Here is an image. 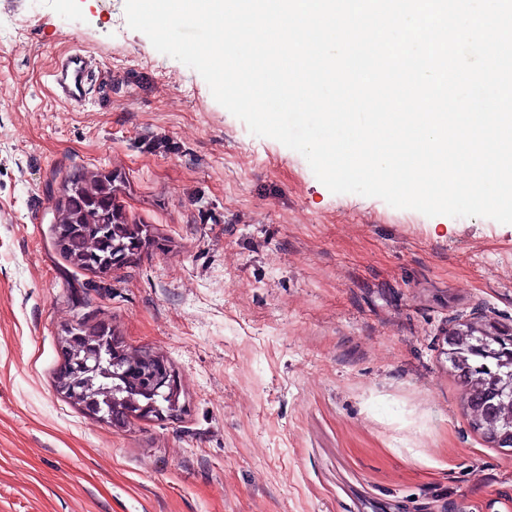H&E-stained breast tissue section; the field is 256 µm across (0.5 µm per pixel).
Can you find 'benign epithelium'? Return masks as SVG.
<instances>
[{"label":"benign epithelium","instance_id":"1","mask_svg":"<svg viewBox=\"0 0 512 512\" xmlns=\"http://www.w3.org/2000/svg\"><path fill=\"white\" fill-rule=\"evenodd\" d=\"M493 329V337L496 346H490L485 339L474 338L465 344L461 340L463 332L452 328L445 336V343L448 344V354L455 360H463L472 356H481L485 359H494L501 367L508 366L510 370L503 373L492 374L491 378L484 380L480 393L475 394L471 388H466L465 398L467 405L475 407L488 418L493 419L500 413L504 399L512 396V328L501 326L495 322L490 323ZM95 357L100 359L106 357L114 364H120L121 368L129 374H136L139 367L133 360L123 357L121 348L109 336L99 337V344L96 345ZM153 375L141 386L134 384L131 388V400L136 398H148L147 406L160 409L157 404L159 399L170 400L171 406L177 404V388L173 376L166 364L161 360L153 361ZM79 378L75 367L68 364L63 369L58 380V391L67 399L74 402L78 399L77 388ZM486 437L498 448L512 447V429L501 432L492 427L485 432Z\"/></svg>","mask_w":512,"mask_h":512}]
</instances>
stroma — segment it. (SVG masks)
<instances>
[{
    "mask_svg": "<svg viewBox=\"0 0 512 512\" xmlns=\"http://www.w3.org/2000/svg\"><path fill=\"white\" fill-rule=\"evenodd\" d=\"M0 0V512H512V448L473 428L445 336L512 326V224L330 192L125 0ZM116 59L64 104L48 73ZM119 173L152 243L98 275L55 240L77 169ZM97 316L163 357L176 416L111 426L59 394Z\"/></svg>",
    "mask_w": 512,
    "mask_h": 512,
    "instance_id": "obj_1",
    "label": "stroma"
}]
</instances>
